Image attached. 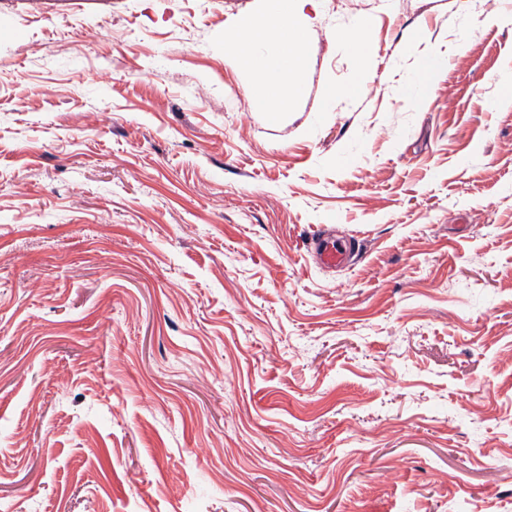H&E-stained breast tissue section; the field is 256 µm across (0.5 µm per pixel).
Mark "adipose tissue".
<instances>
[{
  "label": "adipose tissue",
  "mask_w": 512,
  "mask_h": 512,
  "mask_svg": "<svg viewBox=\"0 0 512 512\" xmlns=\"http://www.w3.org/2000/svg\"><path fill=\"white\" fill-rule=\"evenodd\" d=\"M300 7L299 0H269L266 13L249 21L232 41L241 63L257 72L259 88L274 112L289 105L300 92L306 56L305 42L296 23ZM262 40L277 46V60H256L253 46Z\"/></svg>",
  "instance_id": "obj_1"
}]
</instances>
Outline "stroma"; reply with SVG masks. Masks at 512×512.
<instances>
[{
	"label": "stroma",
	"instance_id": "obj_1",
	"mask_svg": "<svg viewBox=\"0 0 512 512\" xmlns=\"http://www.w3.org/2000/svg\"><path fill=\"white\" fill-rule=\"evenodd\" d=\"M266 6L0 0L7 512H512V0ZM313 0H272L266 13L249 21L232 40L241 63L258 74L259 88L264 94L270 112H279L300 93V76L306 56L305 42L296 19L302 15L300 7ZM269 41L280 51L275 62L264 59L257 62L253 46L258 41ZM309 244L318 263L326 268L343 267L355 255V245L350 239L332 234H314Z\"/></svg>",
	"mask_w": 512,
	"mask_h": 512
}]
</instances>
